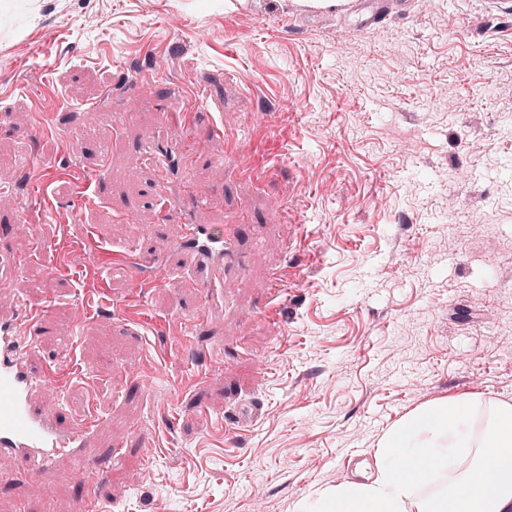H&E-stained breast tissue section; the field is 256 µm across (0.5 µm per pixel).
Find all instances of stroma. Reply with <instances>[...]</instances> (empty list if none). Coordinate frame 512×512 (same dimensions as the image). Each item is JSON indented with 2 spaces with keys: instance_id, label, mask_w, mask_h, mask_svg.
Instances as JSON below:
<instances>
[{
  "instance_id": "1",
  "label": "stroma",
  "mask_w": 512,
  "mask_h": 512,
  "mask_svg": "<svg viewBox=\"0 0 512 512\" xmlns=\"http://www.w3.org/2000/svg\"><path fill=\"white\" fill-rule=\"evenodd\" d=\"M196 91L187 142L172 112ZM511 97L512 11L493 0H409L368 23L295 0L0 17V225L17 227L0 251L52 323L30 357L49 383L36 409L88 427L112 464L99 512H293L417 406L512 399ZM146 143L182 149L181 183L210 199L197 223L247 214L240 280L198 287ZM156 240L172 251L136 261ZM254 400L263 416L225 446V415ZM72 469L8 465L0 512H49Z\"/></svg>"
}]
</instances>
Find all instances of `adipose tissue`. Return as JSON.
<instances>
[{
  "instance_id": "ef3b65f1",
  "label": "adipose tissue",
  "mask_w": 512,
  "mask_h": 512,
  "mask_svg": "<svg viewBox=\"0 0 512 512\" xmlns=\"http://www.w3.org/2000/svg\"><path fill=\"white\" fill-rule=\"evenodd\" d=\"M512 502V402L462 394L402 416L359 477L295 512H503Z\"/></svg>"
}]
</instances>
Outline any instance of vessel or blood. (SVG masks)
<instances>
[{"mask_svg":"<svg viewBox=\"0 0 512 512\" xmlns=\"http://www.w3.org/2000/svg\"><path fill=\"white\" fill-rule=\"evenodd\" d=\"M208 203L203 194L186 193L174 210L183 226L179 247L186 251L192 273L204 288L236 281L241 274L236 252L241 227L230 224L219 234L212 225L196 223L197 212ZM18 272V263L0 253V294L9 297L14 306L11 312H0V467L22 459L37 472L67 458L81 468L85 465V427L62 426L53 411L33 408L46 386L30 369V352L34 338L48 332L51 323L43 314L28 311L27 299L15 291ZM22 309L28 312L23 320L18 317ZM261 410L258 402L234 409L224 425L225 435L239 434Z\"/></svg>","mask_w":512,"mask_h":512,"instance_id":"obj_1","label":"vessel or blood"}]
</instances>
